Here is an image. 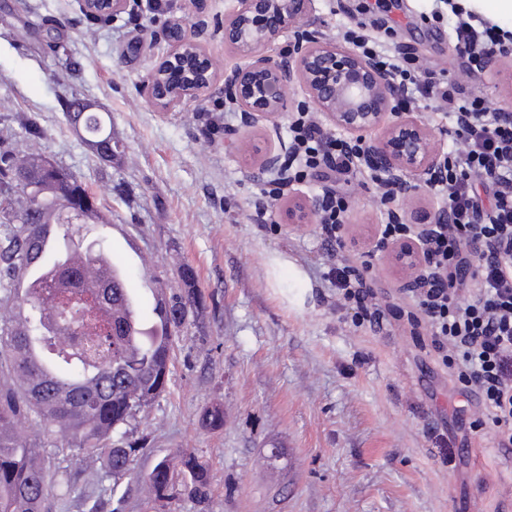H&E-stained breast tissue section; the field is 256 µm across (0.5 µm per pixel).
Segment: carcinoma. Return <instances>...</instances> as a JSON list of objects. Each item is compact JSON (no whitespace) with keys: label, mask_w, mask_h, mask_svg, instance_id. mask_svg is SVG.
<instances>
[{"label":"carcinoma","mask_w":512,"mask_h":512,"mask_svg":"<svg viewBox=\"0 0 512 512\" xmlns=\"http://www.w3.org/2000/svg\"><path fill=\"white\" fill-rule=\"evenodd\" d=\"M70 124L81 119L82 127L107 143L112 142V128L97 112L80 115L66 112ZM27 166L25 179L33 184L60 183L66 193L40 208L23 188L12 185L18 166ZM0 185L7 187V207L0 210V304L20 305L25 309L21 331L0 319V372L8 371L10 384L0 382V512H49L52 492L71 494L76 477L66 470L48 472L44 466V443L28 438L19 442L12 427L23 417L39 423L46 432L56 428L65 434L67 447L77 456L101 458V480L117 488L125 480H134V462L140 451L135 443H112V433L135 418L165 391L170 361L171 330L180 327L187 314V301L158 303L155 311L162 318L160 326L143 341L144 332L137 317L117 324L101 295L82 288L73 281L65 261L76 250L73 236L110 224L102 210H92L71 223L65 210L74 199L88 204V191L67 169L47 165V157L33 154L19 158L13 149L0 146ZM46 211L54 213L53 234L40 275L26 288L17 285L30 270L32 240L40 233V221ZM75 299L82 301L78 329L68 328L43 334L40 327L52 323L57 304ZM52 371L56 383L72 386L97 381L99 390H89L80 397L76 412L45 400L32 399L19 380L34 366ZM182 466L191 478L194 492L204 494L207 484L204 465L188 454ZM170 467L158 462L144 478L151 495L171 496L173 483Z\"/></svg>","instance_id":"carcinoma-1"}]
</instances>
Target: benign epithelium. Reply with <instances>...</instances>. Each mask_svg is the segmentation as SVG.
Wrapping results in <instances>:
<instances>
[{
    "label": "benign epithelium",
    "mask_w": 512,
    "mask_h": 512,
    "mask_svg": "<svg viewBox=\"0 0 512 512\" xmlns=\"http://www.w3.org/2000/svg\"><path fill=\"white\" fill-rule=\"evenodd\" d=\"M79 2L85 12L105 17L123 10L127 0ZM262 14L276 15L278 25H258L256 17ZM287 30L300 37L288 55L279 56L275 45ZM164 36L170 49L144 81L148 102L161 112L195 100L222 79L224 98L241 112L244 126H275L287 110L285 88L299 87L313 109L337 129L361 140L383 130L367 142L370 162L400 181L413 180L416 190L429 185L445 162L431 131L413 113L399 111L388 73L356 50L322 37L315 0H237L224 17V47L242 64L222 76L206 53L203 27L191 29L173 18ZM27 189L40 203L60 193L49 183ZM318 209L317 198L296 197L288 204V223L314 224ZM393 256L404 269L423 265V249L417 242L397 246ZM57 320L62 327L74 325L79 308H58Z\"/></svg>",
    "instance_id": "obj_1"
}]
</instances>
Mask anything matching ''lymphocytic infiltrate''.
Here are the masks:
<instances>
[{
	"label": "lymphocytic infiltrate",
	"instance_id": "obj_1",
	"mask_svg": "<svg viewBox=\"0 0 512 512\" xmlns=\"http://www.w3.org/2000/svg\"><path fill=\"white\" fill-rule=\"evenodd\" d=\"M339 33L391 73L401 110L421 100L447 108L452 146L430 184L444 201L441 221L423 233L389 215L372 246L353 261L342 254L345 187L362 176V147L329 132L312 113L293 121L292 179L344 178L343 185L323 190L319 216L323 246L336 258L324 274L336 309L354 327L376 334L407 321L454 388L476 396L474 406L455 411L468 423V438L457 442L436 427L424 430L445 464L455 465L472 440L487 434L512 452V112L494 107L475 88L485 54L501 46L500 34L478 16L459 19L454 34L463 63L443 82L432 68L374 39L365 22L341 26ZM417 239L424 245V284L404 304L383 300L376 261L392 246Z\"/></svg>",
	"mask_w": 512,
	"mask_h": 512
}]
</instances>
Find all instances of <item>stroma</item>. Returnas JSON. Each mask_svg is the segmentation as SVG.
Instances as JSON below:
<instances>
[{"mask_svg": "<svg viewBox=\"0 0 512 512\" xmlns=\"http://www.w3.org/2000/svg\"><path fill=\"white\" fill-rule=\"evenodd\" d=\"M362 5L381 40L440 76L459 71L448 0H316L322 35L335 38ZM233 6L135 0L102 22L75 0H0V144L49 156L107 213L103 234L143 329L157 324L158 299H197L172 338L165 392L125 428L142 447L139 476L167 460L172 495L155 498L140 481L102 488L99 462L72 455L57 432L46 440L47 465L77 483L70 496H52V512H512L511 456L477 448L451 469L424 438L429 423L463 437L452 409L465 400L407 325L352 331L321 279L317 225L289 223L281 198L269 207L272 224L253 221L263 173L251 157L287 152L289 122L308 107L303 91L289 88L292 107L278 126L247 131L217 87L168 112L147 103L143 84L167 50L160 32L169 19L217 27ZM76 96L108 114L111 161L68 123ZM382 221L378 197L354 186L346 253L366 250ZM275 254L302 267L308 287H273ZM213 409L224 414L221 428L202 423ZM187 452L206 468L205 501L190 492Z\"/></svg>", "mask_w": 512, "mask_h": 512, "instance_id": "35a3bbf8", "label": "stroma"}]
</instances>
